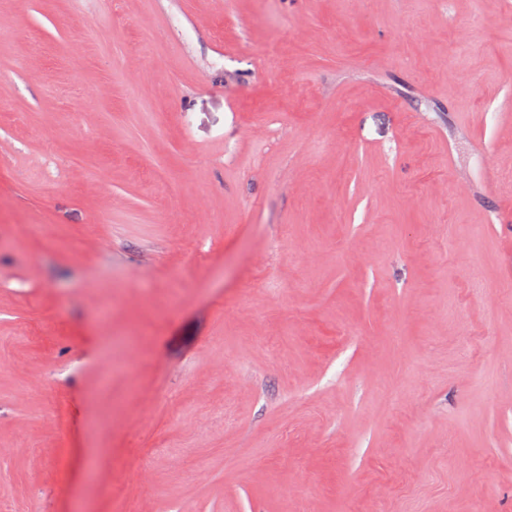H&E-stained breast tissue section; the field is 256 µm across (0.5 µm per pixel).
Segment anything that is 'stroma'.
<instances>
[{
	"instance_id": "1",
	"label": "stroma",
	"mask_w": 512,
	"mask_h": 512,
	"mask_svg": "<svg viewBox=\"0 0 512 512\" xmlns=\"http://www.w3.org/2000/svg\"><path fill=\"white\" fill-rule=\"evenodd\" d=\"M1 448L0 512H512V0H0Z\"/></svg>"
}]
</instances>
